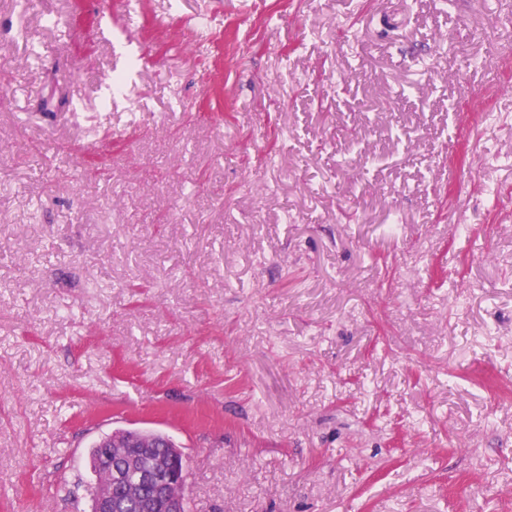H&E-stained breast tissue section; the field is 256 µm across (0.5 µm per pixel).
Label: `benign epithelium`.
<instances>
[{"label":"benign epithelium","mask_w":512,"mask_h":512,"mask_svg":"<svg viewBox=\"0 0 512 512\" xmlns=\"http://www.w3.org/2000/svg\"><path fill=\"white\" fill-rule=\"evenodd\" d=\"M104 446L105 453L94 465L106 471L108 479L97 487L93 512H114L119 507L112 500L115 488L124 494L125 503H137L141 512H184V500L174 494L184 489L187 480L188 460L183 453L154 455V443L129 437L114 436Z\"/></svg>","instance_id":"1"}]
</instances>
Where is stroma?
<instances>
[{"mask_svg": "<svg viewBox=\"0 0 512 512\" xmlns=\"http://www.w3.org/2000/svg\"><path fill=\"white\" fill-rule=\"evenodd\" d=\"M509 15L0 0V512H512ZM158 442L157 448L149 440L115 437L103 442L105 453L99 455L103 448L98 441L90 451V459H95L96 469L105 470L108 479L99 484L96 490L94 512L114 511L119 506L113 502L112 491L118 489L125 496L124 503L136 502L140 512H183L184 500L174 494L175 489L184 490L188 460L182 452L168 453L177 446L170 436L150 430H143ZM152 448L159 455L152 454ZM148 458L146 465L141 460ZM150 495L145 497L144 490ZM162 509V511H157Z\"/></svg>", "mask_w": 512, "mask_h": 512, "instance_id": "1", "label": "stroma"}]
</instances>
